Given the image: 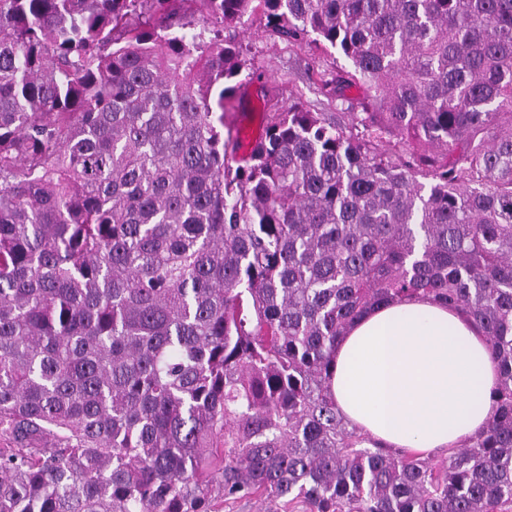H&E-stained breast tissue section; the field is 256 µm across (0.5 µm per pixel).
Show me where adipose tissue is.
I'll list each match as a JSON object with an SVG mask.
<instances>
[{"instance_id": "1", "label": "adipose tissue", "mask_w": 512, "mask_h": 512, "mask_svg": "<svg viewBox=\"0 0 512 512\" xmlns=\"http://www.w3.org/2000/svg\"><path fill=\"white\" fill-rule=\"evenodd\" d=\"M497 382L473 322L411 296L368 312L339 340L331 392L358 434L431 456L486 426Z\"/></svg>"}]
</instances>
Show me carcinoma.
Listing matches in <instances>:
<instances>
[{"instance_id": "1", "label": "carcinoma", "mask_w": 512, "mask_h": 512, "mask_svg": "<svg viewBox=\"0 0 512 512\" xmlns=\"http://www.w3.org/2000/svg\"><path fill=\"white\" fill-rule=\"evenodd\" d=\"M261 12L325 43L245 157ZM361 95L349 99L345 88ZM421 295L499 381L448 457L366 448L336 343ZM512 512V0H0V512Z\"/></svg>"}]
</instances>
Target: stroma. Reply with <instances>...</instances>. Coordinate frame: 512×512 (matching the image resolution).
<instances>
[{
	"label": "stroma",
	"instance_id": "35a3bbf8",
	"mask_svg": "<svg viewBox=\"0 0 512 512\" xmlns=\"http://www.w3.org/2000/svg\"><path fill=\"white\" fill-rule=\"evenodd\" d=\"M232 33L251 58L255 76L244 90L224 102L229 129L242 126L251 136H259L266 121L264 105L280 104L294 97L313 111H329L330 106L318 89L317 68L342 64V57L334 49L293 47L257 15L245 16Z\"/></svg>",
	"mask_w": 512,
	"mask_h": 512
}]
</instances>
